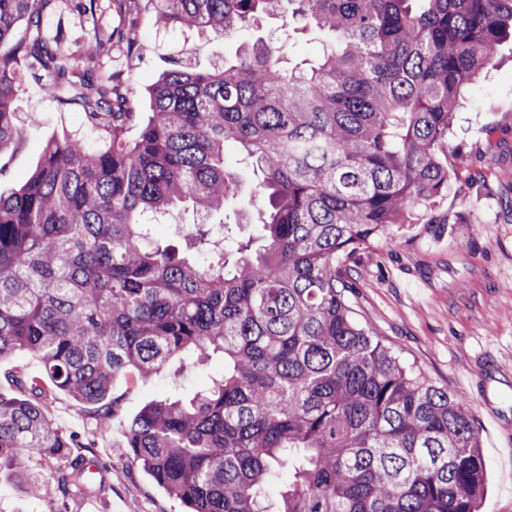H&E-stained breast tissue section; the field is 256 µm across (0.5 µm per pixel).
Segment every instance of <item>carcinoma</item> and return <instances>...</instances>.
<instances>
[{
  "label": "carcinoma",
  "mask_w": 512,
  "mask_h": 512,
  "mask_svg": "<svg viewBox=\"0 0 512 512\" xmlns=\"http://www.w3.org/2000/svg\"><path fill=\"white\" fill-rule=\"evenodd\" d=\"M54 2L0 0V159L24 138L18 67L84 117L0 192V360L41 368L8 375L24 397L0 393V473L43 512L95 495L104 478L70 458L48 398L96 406L103 429L117 383L188 357L220 362L212 384L150 401L125 433L184 512H479L471 411L356 320L340 264L448 193L441 149L512 37V0H145L159 29L230 35L280 14L327 38L307 67L262 39L208 70L173 57L148 112L103 71L137 24L78 58L46 36ZM235 155L260 173L255 238L207 221L241 194ZM187 203L203 220L181 255L153 228Z\"/></svg>",
  "instance_id": "carcinoma-1"
}]
</instances>
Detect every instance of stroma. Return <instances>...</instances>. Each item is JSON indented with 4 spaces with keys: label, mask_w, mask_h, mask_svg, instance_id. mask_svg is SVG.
Wrapping results in <instances>:
<instances>
[{
    "label": "stroma",
    "mask_w": 512,
    "mask_h": 512,
    "mask_svg": "<svg viewBox=\"0 0 512 512\" xmlns=\"http://www.w3.org/2000/svg\"><path fill=\"white\" fill-rule=\"evenodd\" d=\"M130 18L79 17L71 0H57L49 29L73 51L87 31H120ZM137 49L119 42L108 62L134 87L136 111L148 109L145 88L169 56L190 49L191 61L211 68L233 56L243 37L156 31L147 16L135 22ZM249 37L273 38L291 62L316 56L322 38L311 28L264 16ZM498 64L471 87L456 114L443 159L454 176L448 194L410 224H398L347 265L345 293L355 317L407 364L464 401L480 432L486 461L481 512H512V39L496 49ZM14 109L25 129L1 188L24 183L52 136L82 126L80 112L57 104L43 72L17 74ZM219 370L173 362L146 381L118 384L120 410L108 431L95 427L88 406L64 393L47 401L53 422L74 440L78 455L93 454L96 468L112 476L98 500L111 512H183L179 500L128 461L122 444L126 422L152 399L192 397ZM94 500L69 498L65 512H88Z\"/></svg>",
    "instance_id": "35a3bbf8"
}]
</instances>
